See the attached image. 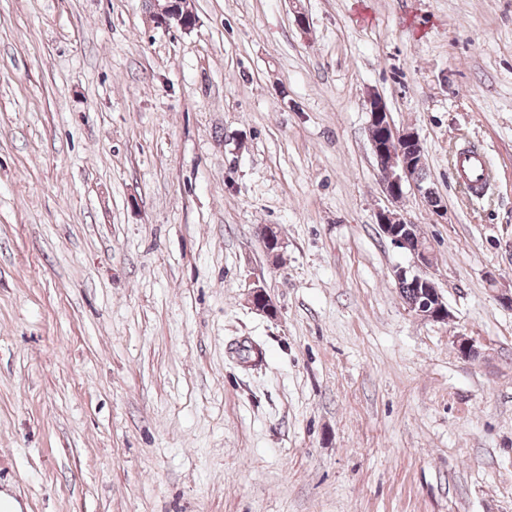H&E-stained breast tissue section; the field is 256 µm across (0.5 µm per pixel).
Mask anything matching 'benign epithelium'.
I'll use <instances>...</instances> for the list:
<instances>
[{"mask_svg":"<svg viewBox=\"0 0 512 512\" xmlns=\"http://www.w3.org/2000/svg\"><path fill=\"white\" fill-rule=\"evenodd\" d=\"M153 19L159 25L169 26L174 23L182 29H188L194 24V18L188 12H157L153 14ZM365 110L368 114V139L375 160L379 162L383 158H391V168H377L379 182L387 197L396 202L399 195L409 188L433 198L435 214L441 218L446 216V208L442 200L436 198V191L415 179V173L425 167L426 163L424 152L410 153L409 145L418 140L417 134L409 128L395 127L386 103L376 94L367 96ZM409 223L411 220L394 208L382 209L377 213V224L383 235L394 247L407 252L413 259L414 268L401 267L396 270V276L401 279L410 278L421 284L426 293V299L418 306H409V310L423 320H447L451 317L447 304L435 281L427 274V269L433 263V252L421 238L400 232L399 225ZM248 300L259 313L270 317L277 313L272 299L260 286L252 288Z\"/></svg>","mask_w":512,"mask_h":512,"instance_id":"7a95c632","label":"benign epithelium"}]
</instances>
